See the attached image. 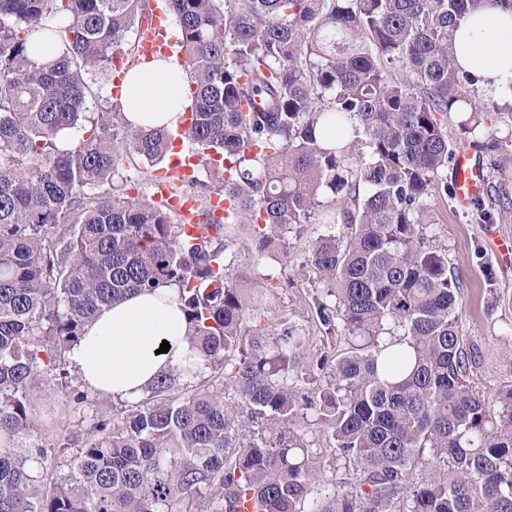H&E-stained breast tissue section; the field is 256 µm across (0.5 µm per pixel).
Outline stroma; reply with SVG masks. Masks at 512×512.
<instances>
[{
    "instance_id": "35a3bbf8",
    "label": "stroma",
    "mask_w": 512,
    "mask_h": 512,
    "mask_svg": "<svg viewBox=\"0 0 512 512\" xmlns=\"http://www.w3.org/2000/svg\"><path fill=\"white\" fill-rule=\"evenodd\" d=\"M428 220L431 245L447 251L448 266L461 283L462 336L476 360L473 383L486 401H494L501 388L512 384V258L497 254L489 235L512 237V220H502L493 211L481 213L475 205L458 208L450 199L432 202ZM341 232L338 224H311L304 233H289L288 265L270 262L271 273L285 269L290 276L302 275L309 242L321 234ZM33 406V420L44 442L84 427L80 414L68 413L54 385L36 389Z\"/></svg>"
}]
</instances>
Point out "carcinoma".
I'll return each mask as SVG.
<instances>
[{
	"label": "carcinoma",
	"instance_id": "carcinoma-1",
	"mask_svg": "<svg viewBox=\"0 0 512 512\" xmlns=\"http://www.w3.org/2000/svg\"><path fill=\"white\" fill-rule=\"evenodd\" d=\"M491 1L512 8L166 0L207 177L192 236L115 182L127 161L154 172L169 131L130 126L111 100L90 136L80 126L88 75L144 61L148 0H0V512H512V385L495 412L473 386L459 281L425 220L448 198V115L463 129L503 115L465 95L474 79L454 60L452 30ZM38 28L52 64L32 58ZM213 194L231 203L220 219ZM489 202L508 210V186ZM231 217L249 227L245 276L226 263ZM307 224L346 231L309 245L306 280L323 289L305 329L237 280L266 278ZM168 285L210 384L165 373L82 438L38 442L36 388L57 380L74 412L88 400L65 372L84 326Z\"/></svg>",
	"mask_w": 512,
	"mask_h": 512
}]
</instances>
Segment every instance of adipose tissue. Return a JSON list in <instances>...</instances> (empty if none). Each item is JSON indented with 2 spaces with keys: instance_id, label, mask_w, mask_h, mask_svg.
Here are the masks:
<instances>
[{
  "instance_id": "obj_1",
  "label": "adipose tissue",
  "mask_w": 512,
  "mask_h": 512,
  "mask_svg": "<svg viewBox=\"0 0 512 512\" xmlns=\"http://www.w3.org/2000/svg\"><path fill=\"white\" fill-rule=\"evenodd\" d=\"M455 60L478 87L512 98V9L487 5L468 15L453 34ZM178 54H161L132 68L125 79V116L134 126L176 131L190 101ZM178 290L165 286L141 291L103 308L86 325L68 358L91 391L136 402L162 373L197 370ZM168 352H160L162 342Z\"/></svg>"
}]
</instances>
